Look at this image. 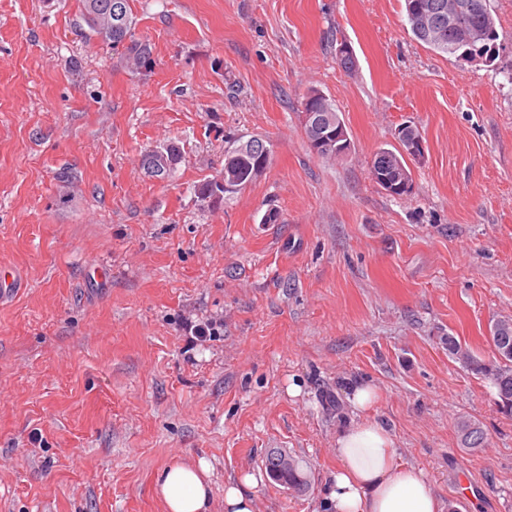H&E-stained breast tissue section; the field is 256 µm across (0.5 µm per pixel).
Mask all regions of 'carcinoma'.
I'll return each mask as SVG.
<instances>
[{"label": "carcinoma", "mask_w": 512, "mask_h": 512, "mask_svg": "<svg viewBox=\"0 0 512 512\" xmlns=\"http://www.w3.org/2000/svg\"><path fill=\"white\" fill-rule=\"evenodd\" d=\"M80 19L87 27L85 37L99 39L123 49L125 58L137 68L152 65V50L149 44L134 38L135 18L129 9V0H80ZM465 3L470 9L461 13L453 28H448V16L454 6ZM405 14L413 36L430 48L455 54L458 48H466L473 55L488 56V51L496 40V22L490 0H404ZM119 11L124 23L119 29L108 25L112 12ZM314 107L317 111L339 115L335 105L321 91L311 88L302 101V109ZM388 161L379 166L371 164V179L383 190L387 185L403 182L413 186L410 167L402 153L395 149H381ZM256 158L242 154L230 145L224 151V184L227 192L234 194L250 186L254 179L246 171L253 167ZM490 343L496 360L486 363L477 359L472 351L454 336L447 337L448 354L464 368L491 379L497 390L498 405L505 413L512 415V317L501 316L494 320L490 328ZM456 432L462 447L470 450L485 446V434L480 423L466 417L458 418ZM266 468L273 479L288 483V489L296 494L305 492L308 479L301 470L296 474L284 475L279 472V453L273 451L266 456Z\"/></svg>", "instance_id": "obj_1"}]
</instances>
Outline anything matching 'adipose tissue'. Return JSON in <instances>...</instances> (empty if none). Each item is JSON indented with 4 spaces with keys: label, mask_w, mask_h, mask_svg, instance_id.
<instances>
[{
    "label": "adipose tissue",
    "mask_w": 512,
    "mask_h": 512,
    "mask_svg": "<svg viewBox=\"0 0 512 512\" xmlns=\"http://www.w3.org/2000/svg\"><path fill=\"white\" fill-rule=\"evenodd\" d=\"M335 454L322 512H441L423 470L401 462L380 421H351L336 438ZM210 475L204 461L165 467L157 478L164 512H211Z\"/></svg>",
    "instance_id": "obj_1"
}]
</instances>
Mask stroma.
I'll list each match as a JSON object with an SVG mask.
<instances>
[{"mask_svg":"<svg viewBox=\"0 0 512 512\" xmlns=\"http://www.w3.org/2000/svg\"><path fill=\"white\" fill-rule=\"evenodd\" d=\"M129 5L148 70L85 38L79 0H0V512H162L156 476L181 460L210 463L213 512L246 472L257 512H321L359 382L441 506L512 512V416L446 342L493 360L512 315V0H491L490 65L416 40L403 0ZM312 87L345 157L308 146ZM403 123L426 158L395 198L369 168ZM254 136L265 173L199 202L228 138ZM170 140L182 161L151 177L143 155ZM462 416L484 448L461 446ZM273 448L306 493L267 475ZM302 105V123L304 128V134L307 140V143H310L315 138L318 137V134L311 128H314L315 130L319 129H325L328 128V126H325V123L323 117L320 113H332L334 116H339L341 120L344 122L343 118L337 112L335 105L327 98L326 95H324L321 91L318 89L311 88L307 91V93L304 96V99L301 103ZM312 106L316 108L317 112H305L308 108V106ZM304 109V111H303ZM308 124V126H307ZM345 126V122H344ZM346 128V126H345Z\"/></svg>","mask_w":512,"mask_h":512,"instance_id":"1","label":"stroma"}]
</instances>
